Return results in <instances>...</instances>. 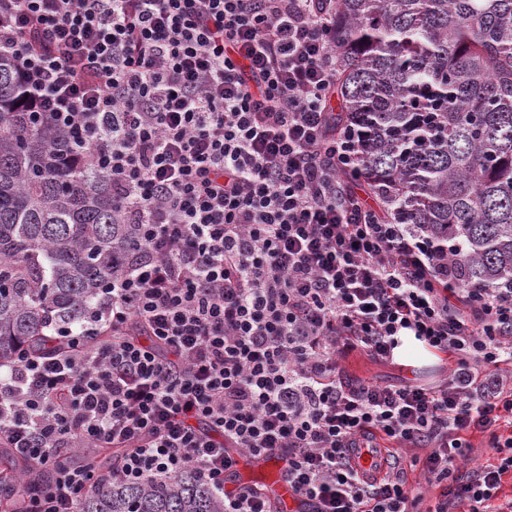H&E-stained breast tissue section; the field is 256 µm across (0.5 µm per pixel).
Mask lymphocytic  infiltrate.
<instances>
[{
  "mask_svg": "<svg viewBox=\"0 0 512 512\" xmlns=\"http://www.w3.org/2000/svg\"><path fill=\"white\" fill-rule=\"evenodd\" d=\"M337 4L0 0L25 106L89 153L132 242L83 331L0 368V446L31 464L0 484L54 472L27 512L188 469L224 512H277L234 482L244 457L282 462L298 512H512V284L460 287L447 244L345 179ZM409 336L453 357L440 385L341 378L340 354L389 361ZM475 432L497 461L468 470ZM380 439L388 471L359 476ZM83 448L119 456L93 476L67 461Z\"/></svg>",
  "mask_w": 512,
  "mask_h": 512,
  "instance_id": "1",
  "label": "lymphocytic infiltrate"
}]
</instances>
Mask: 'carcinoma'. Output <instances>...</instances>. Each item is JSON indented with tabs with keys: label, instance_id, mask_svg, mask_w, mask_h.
I'll list each match as a JSON object with an SVG mask.
<instances>
[{
	"label": "carcinoma",
	"instance_id": "obj_1",
	"mask_svg": "<svg viewBox=\"0 0 512 512\" xmlns=\"http://www.w3.org/2000/svg\"><path fill=\"white\" fill-rule=\"evenodd\" d=\"M335 35L336 124L360 131L367 185L451 244L460 285L512 282V0H339ZM20 93L1 56L0 363L84 323L129 246L112 189ZM81 464L97 475L113 459ZM25 466L0 447V470ZM81 512H224V499L186 470L96 487Z\"/></svg>",
	"mask_w": 512,
	"mask_h": 512
}]
</instances>
